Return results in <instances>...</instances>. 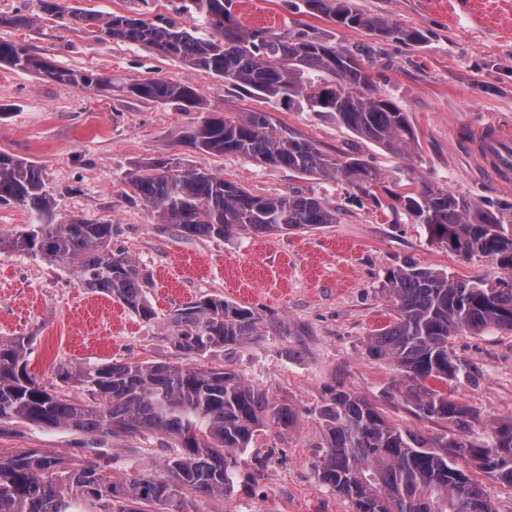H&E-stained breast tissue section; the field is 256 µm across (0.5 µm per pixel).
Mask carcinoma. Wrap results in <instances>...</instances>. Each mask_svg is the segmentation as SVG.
Listing matches in <instances>:
<instances>
[{"instance_id": "cac0c4a2", "label": "carcinoma", "mask_w": 512, "mask_h": 512, "mask_svg": "<svg viewBox=\"0 0 512 512\" xmlns=\"http://www.w3.org/2000/svg\"><path fill=\"white\" fill-rule=\"evenodd\" d=\"M199 25L149 22L134 15L71 13L96 41L119 40L180 61L191 71L224 78L232 87L275 106L325 113L358 138L397 156L417 144L407 116L373 85L369 70L327 37H291L245 25L229 0H190ZM336 25L372 36L422 41L417 30L366 14L350 0H304ZM63 0H36L35 9L0 16V26L28 27L41 15L62 16ZM0 64L67 87L112 89V77L75 72L14 41L0 39ZM136 99L174 105L197 118L180 142L200 154L240 156L320 179L342 178L365 194L379 172L356 157L342 158L295 132L273 129L266 112H220L192 83L158 77L124 83ZM134 194L159 224L186 237L224 239L233 234L285 232L337 223L336 208L301 194L255 195L203 168L156 158L129 176ZM397 205L430 239L454 254L492 261L501 276L470 281L406 261L389 270L380 290L394 318L371 331L366 351L401 375V396L420 418L448 425L451 435L428 436L391 423L375 404L343 385L330 386L317 408L323 454L320 481L354 505V512H497L479 483L466 474L476 464L512 488V416L493 419L474 433L473 410L436 389L462 384L474 370L448 350L449 340L487 329L512 333V223L448 188L422 184ZM0 204L24 207L32 222L0 234V251L72 265L83 284L122 302L144 321L157 317L148 298L150 274L112 249V223L83 216L55 222L54 198L40 167L0 152ZM167 336L179 362L116 361L61 366L45 385L28 372L30 338L0 340V425L70 426L100 437L159 433L173 451L166 476L114 481L93 460L74 461L25 448L0 457V512H70L72 499L88 512H147L185 494L208 498L235 487V454L275 426L290 430L292 406L245 383L233 369L200 367L195 357L243 345L261 335L259 313L222 298L199 297L170 317ZM81 391L75 398L70 389Z\"/></svg>"}]
</instances>
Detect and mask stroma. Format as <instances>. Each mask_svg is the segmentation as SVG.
<instances>
[{"label": "stroma", "mask_w": 512, "mask_h": 512, "mask_svg": "<svg viewBox=\"0 0 512 512\" xmlns=\"http://www.w3.org/2000/svg\"><path fill=\"white\" fill-rule=\"evenodd\" d=\"M250 27L320 34L370 65L376 89L405 112L418 137L403 159L358 139L325 114L270 108L233 91L223 79L191 72L178 61L119 41H95L69 20L43 16L30 27H0V38L28 45L57 65L119 82L160 77L192 80L211 107L270 111L275 127L314 140L334 155H354L377 169L381 184L367 197L344 180L324 181L241 157L209 156L179 144L193 113L116 91L65 87L0 65V152L33 161L55 198L58 220L72 215L112 222V246L149 271L157 317L141 320L121 303L86 288L70 266L0 252V338L31 337L28 369L55 383L58 366L115 360L174 361L171 310L196 297H221L259 312L263 336L202 357L225 365L299 413L289 432L270 428L237 456L233 493L196 500V512H354L351 502L318 479L322 430L315 409L328 386L356 391L401 427L429 436L445 424L415 416L400 396L393 365L370 359L364 341L393 312L379 287L386 272L415 259L458 279H492L488 262L457 257L433 244L394 198L429 182L512 220V186L495 182L477 154L479 133L512 125V0H355L358 8L419 30L421 43L374 38L303 12L302 0H232ZM75 9L140 13L192 27L196 17L170 0H66ZM161 156L224 174L257 195L301 193L326 200L338 221L288 233L183 237L155 223L128 178ZM475 382L452 387L479 425L512 416V334L490 330L451 341ZM168 442L160 435L95 437L70 427L25 423L0 427V456L37 448L62 456L108 449L107 474L119 479L165 473Z\"/></svg>", "instance_id": "1"}]
</instances>
